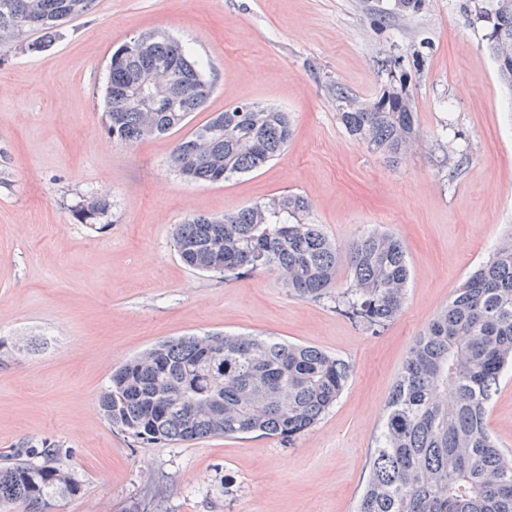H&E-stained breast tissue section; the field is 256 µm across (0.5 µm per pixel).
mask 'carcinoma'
I'll return each mask as SVG.
<instances>
[{"label": "carcinoma", "mask_w": 512, "mask_h": 512, "mask_svg": "<svg viewBox=\"0 0 512 512\" xmlns=\"http://www.w3.org/2000/svg\"><path fill=\"white\" fill-rule=\"evenodd\" d=\"M95 0H0V45L53 32ZM425 0H394L397 15ZM463 21L484 31L501 82L512 91V0H460ZM142 51L124 43L111 56L104 118L114 142L136 143L179 130L212 90L198 61L178 42L149 33ZM403 56L382 52L387 79L363 99L327 83L350 136L391 164L422 142L402 75ZM292 136L288 113L245 102L177 139L171 166L183 178L219 183L265 166ZM106 195L82 202V218L106 216ZM179 258L229 281L274 272L290 295L329 294L341 264L350 270L336 311L370 335L398 315L410 278L402 241L385 230L332 243L310 216L306 197L284 192L222 218L187 217L173 230ZM512 369V232L498 243L417 336L385 406L356 512H512V450L486 426L489 401ZM350 376L342 359L317 347L264 335L220 333L162 340L112 372L97 406L112 428L146 442L192 444L253 433L291 441L336 403ZM42 461L0 468V507L52 512L78 492L71 475Z\"/></svg>", "instance_id": "1"}]
</instances>
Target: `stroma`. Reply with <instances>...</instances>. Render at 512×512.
Returning a JSON list of instances; mask_svg holds the SVG:
<instances>
[{"instance_id": "obj_1", "label": "stroma", "mask_w": 512, "mask_h": 512, "mask_svg": "<svg viewBox=\"0 0 512 512\" xmlns=\"http://www.w3.org/2000/svg\"><path fill=\"white\" fill-rule=\"evenodd\" d=\"M367 0H96L54 38L0 49V466L56 450L79 496L55 512H354L389 394L418 334L512 229V97L457 0L378 22ZM154 32L178 39L213 91L191 126L255 102L288 112L293 134L265 167L221 183L184 181L170 165L179 132L116 144L103 125L113 51ZM406 63L422 143L398 166L348 135L327 83L370 98L375 57ZM468 149L456 177L438 160ZM292 191L347 245L380 228L404 242L406 302L377 336L334 296L288 294L276 274L225 281L183 264L172 231ZM109 195L104 223L84 199ZM262 333L349 362L337 400L292 443L258 433L190 447L144 445L96 408L112 370L159 341ZM487 427L512 450V378Z\"/></svg>"}]
</instances>
